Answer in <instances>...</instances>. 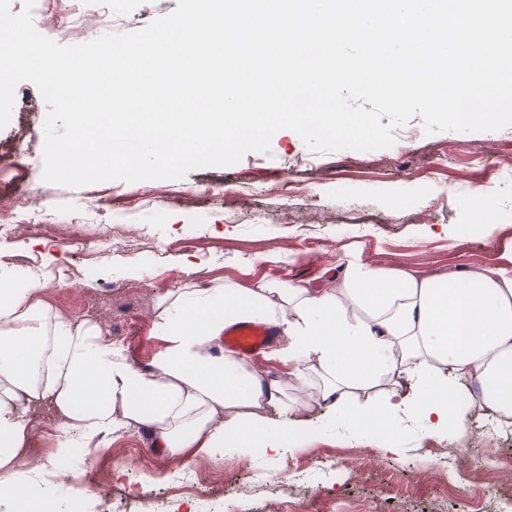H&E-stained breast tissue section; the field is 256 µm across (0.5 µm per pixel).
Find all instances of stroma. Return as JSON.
<instances>
[{
	"label": "stroma",
	"instance_id": "35a3bbf8",
	"mask_svg": "<svg viewBox=\"0 0 512 512\" xmlns=\"http://www.w3.org/2000/svg\"><path fill=\"white\" fill-rule=\"evenodd\" d=\"M177 0H110L108 14L69 23L70 0H50L36 29L62 45L134 32ZM47 106L38 89H15L0 145L25 136L29 155L0 158V195L26 188L28 216L0 238V254L38 260L29 272L0 265V289L29 274L48 281L43 299L67 319H91L145 368L169 343L154 321L157 301L185 287L187 269L248 286L263 280L332 285L338 262L360 261L429 277L464 276L512 262V128L426 134L421 116L395 130L392 147L311 151L278 131L269 153L177 180H113L70 189L43 181ZM115 230L120 244L107 246ZM271 345L256 367L287 380L307 404L314 433L266 453L253 439L187 467L130 431L89 454L40 491L51 512H80L72 486L90 484V512H464L480 487V512H512V418L469 409L454 437L422 424L356 421L291 381ZM153 482L141 491L143 475Z\"/></svg>",
	"mask_w": 512,
	"mask_h": 512
}]
</instances>
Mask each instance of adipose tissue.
I'll return each mask as SVG.
<instances>
[{"mask_svg":"<svg viewBox=\"0 0 512 512\" xmlns=\"http://www.w3.org/2000/svg\"><path fill=\"white\" fill-rule=\"evenodd\" d=\"M45 287L34 278L0 289V490L25 512H36L40 485L61 474L63 449L92 453L131 429L194 465L252 428L274 455L307 439V407L289 398L287 383L224 348L225 329L244 321L274 326L288 340L295 380L348 416H402L431 436L452 432L471 406L512 413V268L422 277L357 261L323 291L305 281H194L155 307L174 347L151 370L133 365L97 322L58 315ZM382 377L386 398L353 407V395ZM472 386L480 398L463 401L461 389ZM42 406L59 422V451L23 474L29 413ZM268 406L285 409L286 420L268 423Z\"/></svg>","mask_w":512,"mask_h":512,"instance_id":"obj_1","label":"adipose tissue"}]
</instances>
